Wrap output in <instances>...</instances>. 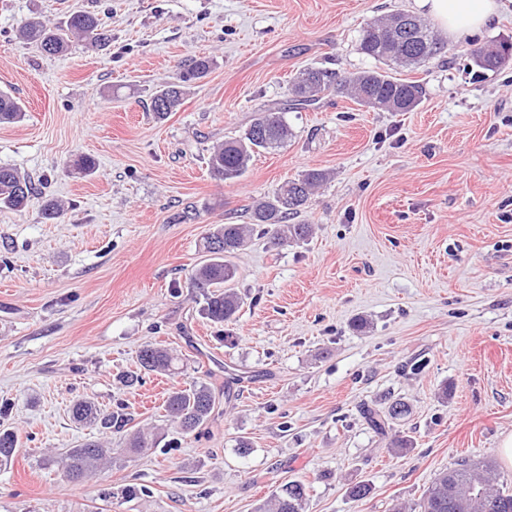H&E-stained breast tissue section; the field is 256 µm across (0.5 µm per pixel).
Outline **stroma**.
<instances>
[{"label":"stroma","instance_id":"obj_1","mask_svg":"<svg viewBox=\"0 0 512 512\" xmlns=\"http://www.w3.org/2000/svg\"><path fill=\"white\" fill-rule=\"evenodd\" d=\"M415 0H0V91L23 121L0 124V165L41 188L0 211V429L21 446L0 464V512H254L276 487H308L305 512H392L464 459L512 466V65L475 70L458 51L399 77L423 84L411 112L349 99L291 106L307 67L375 68L363 27ZM95 14L111 35L48 56L20 39L30 18ZM212 59L167 119L154 93ZM263 109L293 136L214 180V145ZM87 155L96 171L71 164ZM329 178L281 248L257 230L232 261L244 304L234 323L202 318L192 271L215 224L302 171ZM64 212L41 219L44 200ZM148 344L184 363L126 386ZM208 383L216 408L199 437L164 417L169 389ZM88 398L151 426L157 447L69 481L57 457L98 429L74 420ZM407 414L375 430L367 409ZM251 450L240 455L238 437ZM364 484L366 497H351ZM138 493L126 496L128 487Z\"/></svg>","mask_w":512,"mask_h":512}]
</instances>
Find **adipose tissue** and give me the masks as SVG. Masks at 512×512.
<instances>
[{
  "instance_id": "ef3b65f1",
  "label": "adipose tissue",
  "mask_w": 512,
  "mask_h": 512,
  "mask_svg": "<svg viewBox=\"0 0 512 512\" xmlns=\"http://www.w3.org/2000/svg\"><path fill=\"white\" fill-rule=\"evenodd\" d=\"M455 37L472 33L493 23L504 13L512 12V0H415Z\"/></svg>"
}]
</instances>
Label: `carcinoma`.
<instances>
[{"instance_id":"1","label":"carcinoma","mask_w":512,"mask_h":512,"mask_svg":"<svg viewBox=\"0 0 512 512\" xmlns=\"http://www.w3.org/2000/svg\"><path fill=\"white\" fill-rule=\"evenodd\" d=\"M402 14H391L384 20L367 25L360 40V50L366 56L387 66L407 67L429 62L445 49L430 23L414 17L415 27L394 37L393 24ZM20 36L36 44L44 53L57 55L68 49L75 36L92 46H105L110 35L98 17L89 12L70 14L66 20L49 26L39 19L26 21ZM473 65L483 70H498L512 60V43L481 44L468 40L458 45ZM212 62L199 57L183 69L174 81L158 90L151 100V111L159 120L176 111L181 105L190 82L204 76ZM291 94L298 106H314L326 96L337 94L352 98L357 104L388 112H410L425 95L423 85L401 79L384 69L376 68L339 76L333 70L308 68L292 84ZM23 109L11 95L0 92V123L22 118ZM292 137V130L283 113L264 110L244 133L216 146L210 156V174L224 182L239 178L247 169L252 156L277 147ZM326 180V173L308 170L282 184L273 198L255 205L252 218L256 224L268 226L270 243L277 247L307 239L311 233L308 224H290L288 220L299 215L311 200L315 189ZM37 194V187L15 168L0 166V208L21 212ZM250 224H218L204 237L207 262L194 270V287L204 300L200 312L215 324L230 323L237 318L243 298L234 287L235 267L229 257L242 249L249 240ZM180 358L159 345H146L139 352V371L126 376L133 385L141 379V372L165 375L181 373ZM216 406V396L203 382H192L168 392L165 412L183 435L194 434L207 423ZM74 420L103 429H123L129 419L123 413H102L95 404L81 399L72 407ZM18 445L15 432L0 430V462L12 458ZM156 446L153 434L144 430L131 433L129 450L139 451ZM115 449L107 442L88 440L69 450L61 460L64 475L80 482L100 469L112 465ZM495 463L486 458L464 461L457 467L443 471L433 480L417 504L418 512H512V493L494 477ZM307 487L300 481H291L258 505L256 512H303Z\"/></svg>"}]
</instances>
